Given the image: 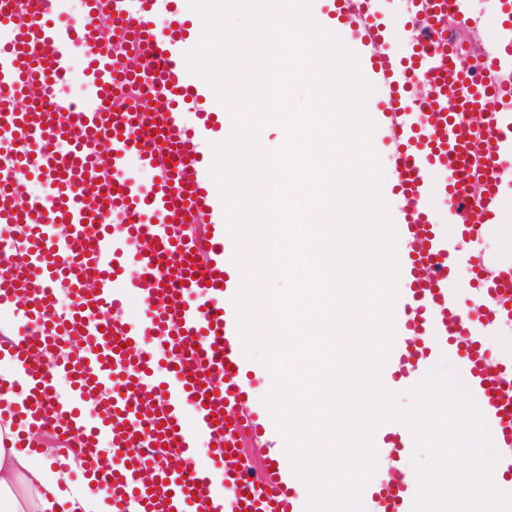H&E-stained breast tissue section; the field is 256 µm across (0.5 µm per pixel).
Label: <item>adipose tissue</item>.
Here are the masks:
<instances>
[{"label":"adipose tissue","mask_w":512,"mask_h":512,"mask_svg":"<svg viewBox=\"0 0 512 512\" xmlns=\"http://www.w3.org/2000/svg\"><path fill=\"white\" fill-rule=\"evenodd\" d=\"M18 375L16 360L0 356V512H102V494L76 489L60 499L57 489L63 471L47 462L43 453L15 448L17 435L29 429L28 421L15 414L20 397L8 390Z\"/></svg>","instance_id":"ef3b65f1"}]
</instances>
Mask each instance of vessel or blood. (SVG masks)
I'll return each mask as SVG.
<instances>
[{"instance_id": "1", "label": "vessel or blood", "mask_w": 512, "mask_h": 512, "mask_svg": "<svg viewBox=\"0 0 512 512\" xmlns=\"http://www.w3.org/2000/svg\"><path fill=\"white\" fill-rule=\"evenodd\" d=\"M153 5L81 0L74 13L68 0H24L19 19L0 23V299L15 300L23 316L5 347L21 365L12 389L34 432L75 435L85 465L111 447L117 466L94 483L112 512H303L308 496L287 457L258 473L240 446L263 416L247 411L237 286L226 275L236 250L217 229L224 205L204 150L210 115L224 106L183 57L203 25L188 0H168L156 21ZM373 5L362 0L343 42L355 48L363 28L380 41L372 72L388 90L390 163L403 197L397 226L412 244L399 257L405 286L395 311L405 334L392 358L400 372L383 381L413 384L453 355L505 451L499 466L511 472L512 339L489 330L512 318V261L499 265L483 300L472 296L475 244L512 207V113L493 77L500 60L471 59L449 38V16L470 17L448 0H403L386 24ZM106 20L123 56L101 37ZM396 30L409 35L407 56L391 50ZM79 48L86 102L69 106L54 93L71 80ZM143 83L146 94L111 110L118 92ZM188 105L198 110L192 126L181 119ZM134 164L155 170L151 185L132 175ZM33 180L51 187V204L28 192ZM20 224L21 269L11 260ZM58 284L71 298L63 311ZM69 342L80 356L57 358ZM57 376L70 381L69 396ZM97 395L110 402L89 426L78 404ZM406 440L382 438L391 466L379 490L364 491L373 512H411L412 486L397 463ZM146 448L173 449L179 462L145 479Z\"/></svg>"}]
</instances>
